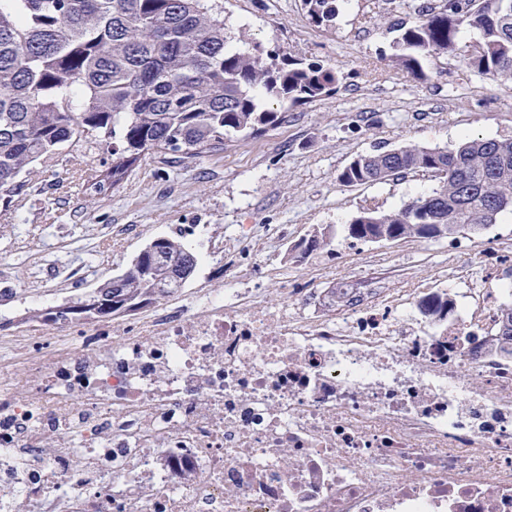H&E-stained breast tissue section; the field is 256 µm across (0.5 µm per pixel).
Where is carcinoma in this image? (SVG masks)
<instances>
[{
  "label": "carcinoma",
  "instance_id": "obj_1",
  "mask_svg": "<svg viewBox=\"0 0 512 512\" xmlns=\"http://www.w3.org/2000/svg\"><path fill=\"white\" fill-rule=\"evenodd\" d=\"M341 0H302L317 27L335 26ZM390 27L392 65L412 77L423 63L456 54L496 81H512V0H424ZM224 22L223 0H0V199L25 188L23 175L57 151L102 133L111 162L92 188L120 185L146 156L169 151L196 159L235 134L257 135L281 121L263 97L292 105L338 91L334 72L241 44ZM437 183L390 211L363 210L346 237L371 243L479 234L512 216V139L467 136L448 146L405 143L355 156L339 173L346 186L409 174ZM326 232L296 247L324 248ZM198 256L170 235L154 238L130 265L51 313L58 321L106 318L155 303L186 287Z\"/></svg>",
  "mask_w": 512,
  "mask_h": 512
}]
</instances>
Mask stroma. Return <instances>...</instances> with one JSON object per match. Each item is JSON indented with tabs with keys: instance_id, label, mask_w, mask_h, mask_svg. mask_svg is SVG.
Returning a JSON list of instances; mask_svg holds the SVG:
<instances>
[{
	"instance_id": "35a3bbf8",
	"label": "stroma",
	"mask_w": 512,
	"mask_h": 512,
	"mask_svg": "<svg viewBox=\"0 0 512 512\" xmlns=\"http://www.w3.org/2000/svg\"><path fill=\"white\" fill-rule=\"evenodd\" d=\"M414 0H345L335 27L312 26L301 0H224L227 23L246 37L281 53L331 69L340 89L325 99L291 106L269 101L281 121L257 137L231 138L218 153L172 163L151 155L118 187L92 192L109 163L104 139L77 143L35 166L24 191L0 200V288L28 295L20 278L39 262L52 278L81 269L69 283L72 296L120 272L151 240L187 233L193 248L244 238L258 224H281L291 239L316 227H333L334 243L364 209L389 211L430 187L422 175L380 184L343 185L338 175L358 154L405 142L453 144L468 135L512 138V82H493L461 62L469 50L461 39L457 56L424 64L418 80L388 60L389 27L409 16ZM468 93L459 103L457 96ZM124 227V247L101 251L108 227ZM512 233L499 222L470 236L469 250L452 252L447 240L370 244L386 269L385 285L408 288L439 273L460 288L497 287L496 268L480 252L491 239Z\"/></svg>"
}]
</instances>
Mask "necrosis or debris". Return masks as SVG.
Here are the masks:
<instances>
[{
    "label": "necrosis or debris",
    "mask_w": 512,
    "mask_h": 512,
    "mask_svg": "<svg viewBox=\"0 0 512 512\" xmlns=\"http://www.w3.org/2000/svg\"><path fill=\"white\" fill-rule=\"evenodd\" d=\"M284 227L218 243L224 285L0 325V512H512V281L324 297ZM255 267L248 271L250 275L256 279L260 284L261 288H268L270 291L268 293V298L270 300H276V293L273 291V288H279L277 284L271 283L269 280L265 279L264 272L269 266L276 267H288V274L293 273L292 267L294 266L293 261L287 258L285 255V251L279 248L277 244L276 247H272L268 249L265 253L260 254L257 257Z\"/></svg>",
    "instance_id": "1"
}]
</instances>
